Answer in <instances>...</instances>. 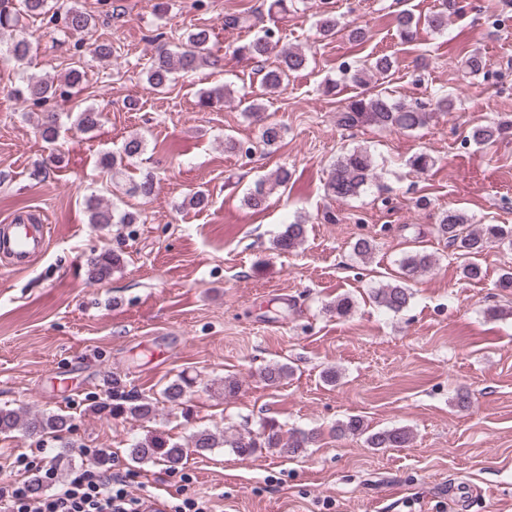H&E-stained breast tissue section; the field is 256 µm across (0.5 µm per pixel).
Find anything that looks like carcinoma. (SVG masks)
<instances>
[{
  "label": "carcinoma",
  "instance_id": "carcinoma-1",
  "mask_svg": "<svg viewBox=\"0 0 512 512\" xmlns=\"http://www.w3.org/2000/svg\"><path fill=\"white\" fill-rule=\"evenodd\" d=\"M454 0H446L442 8L431 13L427 25L432 30L442 32L448 27V10L454 8ZM27 16L40 20L65 38L80 35L95 25L93 15L83 11L77 5L60 4L56 0H0V35L11 31L10 38H0V56L13 65L17 71L18 83L10 94L21 101L28 109H40L38 130L42 139L49 145L57 142L62 128L61 113L47 108V103L55 99L71 100L75 89L84 81L85 69L81 59L90 56L98 61L112 57V45L106 42L85 45L77 40L73 43L74 55L78 60L71 63L66 72L58 78H35L26 75L25 65L29 64L32 44L24 30L19 28L20 18ZM419 20L408 11H403L396 18V27L401 41L409 43L414 40ZM348 30L355 41L368 37V30L363 27L341 23L331 13L322 14L317 22L319 35L324 38L336 34L338 28ZM279 42L277 32L266 27L261 29L249 42L235 48V53L252 59H265ZM152 52L146 70V85L154 92H161L170 86L175 75L180 72L195 71L200 68H214L219 57L212 51V35L207 29L190 31L175 46L170 45L165 33L160 32L150 40ZM308 61L307 53L298 49L282 50L277 54L276 62L267 68L261 83L266 92L271 93L284 88L289 76L303 69ZM393 68L391 57L377 56L369 64L352 68L343 65L339 68V79L331 84L336 88L340 83H352L366 87L371 83L388 78ZM199 103L206 107L221 106L224 99L231 95L229 86H215L198 92ZM454 107V99L447 95H435L430 108H425L417 101L395 99L381 91L376 93L361 92L348 99L336 112V124L344 129L357 127L394 128L413 131L425 126L434 111H449ZM67 117L73 126L81 132H91L98 128L102 119V110L92 105L75 104ZM283 127L277 123L262 125L258 143L263 149L272 153L276 151L283 139ZM512 135V120H497L484 125H476L469 131L468 139L478 145L494 143ZM143 137H128L117 151L104 152L99 164L104 173L109 175L114 185L124 182L128 161L144 151ZM60 161V156L51 151L34 166L31 176L47 179ZM414 172L423 174L434 165L433 157L420 152L409 159ZM289 172L277 171L269 178L255 182L254 187L244 197V203L254 210L261 209L276 191L286 186ZM377 185L376 165L372 154L364 148H352L341 154L330 166L326 182L327 194L338 200L359 197L369 188ZM156 183L154 176L147 173L139 180L131 182L127 192L150 197L154 194ZM209 206L208 195L202 191L188 194L182 200L180 208L204 209ZM89 223L97 227L110 224H123L127 227L141 223L138 212H117L116 207L102 202L97 197H90L86 203ZM438 233L448 242V249L457 258L463 260L461 271L465 278L479 280L482 276L481 266L476 262L478 256L491 243L512 247V226L509 224H475L471 216L461 209H448L442 212ZM307 225L301 219L285 225L284 230L274 241L275 248L281 252H292L306 241ZM437 258L425 250L413 249L404 253L399 261V276L383 283L370 292V300L377 307L391 313H399L408 308L413 294L408 282L431 271ZM123 263L120 254L103 251L94 253L87 259L90 279L95 283L107 281L112 271ZM293 374L288 364H272L265 368L263 378L267 385L277 386ZM193 379L179 376L169 383L161 392V397L172 406L184 404L188 389ZM112 402L103 401L98 410L112 418H133L150 420L155 418L157 406L150 397L140 394L131 395L122 389L121 380L112 379ZM68 417L56 413H29L19 408L0 407V434L22 432L28 436H42L53 433L60 437L69 429ZM340 436H366L365 442L373 448H406L412 441V432L407 427L367 433L362 418L350 416L347 421L335 428ZM318 434L312 430L291 429L283 434L282 427L270 420L263 425L262 432L252 434L250 431H238L225 435L222 430L203 429L193 433L184 443L170 438L155 437L144 442H135L129 448L132 461L138 464L160 462L171 469L182 465L192 454L212 448L229 447L240 457L252 456L266 448L280 454L296 456L304 449L317 442Z\"/></svg>",
  "mask_w": 512,
  "mask_h": 512
}]
</instances>
